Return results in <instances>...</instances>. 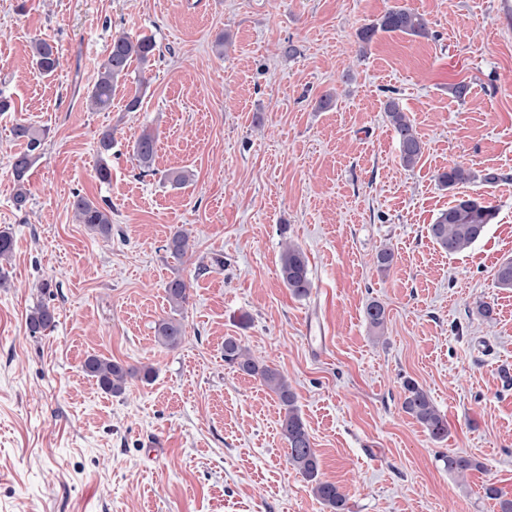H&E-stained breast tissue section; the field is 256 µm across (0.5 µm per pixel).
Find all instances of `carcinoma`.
Returning a JSON list of instances; mask_svg holds the SVG:
<instances>
[{"label":"carcinoma","mask_w":512,"mask_h":512,"mask_svg":"<svg viewBox=\"0 0 512 512\" xmlns=\"http://www.w3.org/2000/svg\"><path fill=\"white\" fill-rule=\"evenodd\" d=\"M380 32L401 33L410 36H429L425 18L411 8L394 6L380 18L361 27L358 38L360 52L373 41ZM156 44L147 37L122 33L112 39L109 51L97 71L91 94L88 96L91 108H104L109 105L118 83L126 80L132 64L145 68L154 56ZM31 61L44 75L53 74L60 66L57 48L46 40L36 39L31 45ZM386 117L392 126L398 144L401 164L414 167L423 153L422 142L416 135L408 115L399 105L390 101L386 104ZM18 139L26 140V149L13 157L12 172L15 190L12 196L16 210L25 209L30 201L27 188V173L36 160L35 151L41 147L38 133L31 127L18 124L13 129ZM112 150V131L102 133L98 142V176L106 180L110 177L108 158ZM133 152L144 168H150L156 153V137L145 130L135 140ZM473 179L472 174L460 165H455L438 175V181L445 187H453ZM73 208L79 223L87 225L102 236L112 231V205L101 206L89 198L76 195ZM497 208L481 197L465 195L455 199L448 209L438 214L430 225V235L435 243L450 255L462 253L471 248L486 233L488 225L497 218ZM166 252L177 260L183 259L190 250L189 235L184 231L174 233L165 245ZM280 277L284 285L297 298L309 295L312 282L309 277L308 259L304 251L293 243L285 244L280 256ZM495 283L499 288H512V259H506L495 272ZM165 292L173 315L162 318L155 326L158 343L168 348L178 347L184 339V326L176 313L180 312L189 298L187 283L175 278L166 284ZM366 321L372 329H384L386 311L378 302L370 303L365 311ZM55 317L53 311L44 304L34 307L26 319L30 335H42L51 329ZM224 363L243 375L257 377L277 398L281 407V434L288 445V462L302 476L310 487L312 495L329 512H349L347 497L333 482L320 477V461L312 447L310 436L298 406V397L287 377L278 369L257 362L241 341L233 336L224 339ZM82 370L95 380L106 394H124L130 378L138 375L145 382L155 376L151 367L134 370L123 363L97 354L86 356ZM402 410L417 421L434 442L448 439V420L434 404L433 400L418 383L412 379L403 382ZM448 472L463 476L470 471L482 468L479 461L468 456L452 453L443 458ZM485 498L496 502L498 512H512V496L495 484L483 486Z\"/></svg>","instance_id":"1"}]
</instances>
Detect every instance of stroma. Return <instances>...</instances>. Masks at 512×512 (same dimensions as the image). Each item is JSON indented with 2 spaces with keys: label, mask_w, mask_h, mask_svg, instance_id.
I'll use <instances>...</instances> for the list:
<instances>
[{
  "label": "stroma",
  "mask_w": 512,
  "mask_h": 512,
  "mask_svg": "<svg viewBox=\"0 0 512 512\" xmlns=\"http://www.w3.org/2000/svg\"><path fill=\"white\" fill-rule=\"evenodd\" d=\"M398 3L429 36L382 33L359 52L360 27ZM120 32L157 44L142 106L125 109L130 80L88 110ZM38 38L61 53L49 78L30 65ZM0 95L14 105L0 114V230L14 237L0 286V512H326L288 463L275 395L225 365L228 336L287 375L322 477L350 512H498L482 487L512 494V289L494 279L512 259V18L500 0H0ZM390 100L423 143L415 167L399 160ZM19 123L45 133L21 212ZM146 128L157 139L148 173L133 153ZM457 164L472 181L443 187ZM175 169L184 186L166 181ZM476 193L497 207L495 224L443 252L430 225ZM78 194L111 204L109 236L78 223ZM179 230L192 250L176 260L165 245ZM287 239L308 258V297L280 278ZM385 247L394 261L382 271ZM176 277L189 299L185 338L169 349L155 325ZM374 301L380 332L365 319ZM40 303L55 323L32 336L26 316ZM311 322L326 344L310 341ZM93 353L156 376L110 396L82 372ZM407 378L445 414L447 441L403 411ZM451 452L483 471L448 473Z\"/></svg>",
  "instance_id": "35a3bbf8"
}]
</instances>
